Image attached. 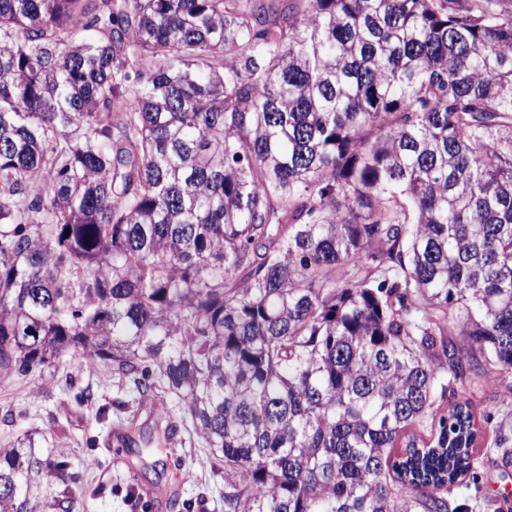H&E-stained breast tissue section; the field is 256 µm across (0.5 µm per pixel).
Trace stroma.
Wrapping results in <instances>:
<instances>
[{"instance_id":"stroma-1","label":"stroma","mask_w":512,"mask_h":512,"mask_svg":"<svg viewBox=\"0 0 512 512\" xmlns=\"http://www.w3.org/2000/svg\"><path fill=\"white\" fill-rule=\"evenodd\" d=\"M472 402L480 478L452 487L449 498L457 512H512V468L498 466L494 434L484 420L492 406L496 420L512 422V373L476 387ZM155 423L133 380L95 360L0 377V444L28 432L67 462L63 475L41 488L48 512L70 505L76 512H169L166 500L131 497V487L148 479L174 487L183 512H224V472L210 466L206 448L186 433L161 444ZM131 424L134 446L105 445L108 431L122 433Z\"/></svg>"}]
</instances>
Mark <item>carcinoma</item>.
Wrapping results in <instances>:
<instances>
[{
    "mask_svg": "<svg viewBox=\"0 0 512 512\" xmlns=\"http://www.w3.org/2000/svg\"><path fill=\"white\" fill-rule=\"evenodd\" d=\"M453 336L512 372L500 0H0V371L156 367L224 512H450ZM66 467L4 444L0 512Z\"/></svg>",
    "mask_w": 512,
    "mask_h": 512,
    "instance_id": "obj_1",
    "label": "carcinoma"
}]
</instances>
